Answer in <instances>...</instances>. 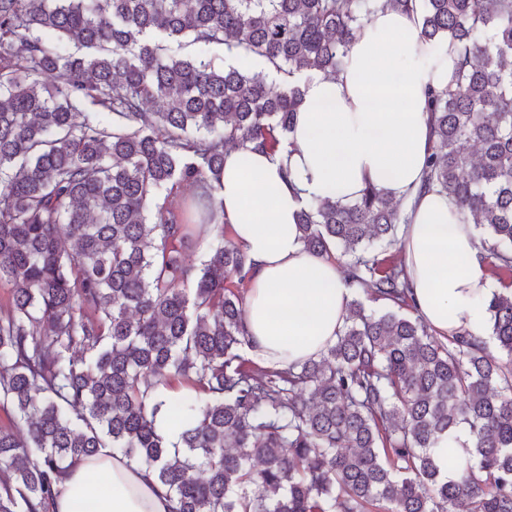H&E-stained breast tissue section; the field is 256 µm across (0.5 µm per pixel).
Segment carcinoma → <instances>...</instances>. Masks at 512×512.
Segmentation results:
<instances>
[{
    "mask_svg": "<svg viewBox=\"0 0 512 512\" xmlns=\"http://www.w3.org/2000/svg\"><path fill=\"white\" fill-rule=\"evenodd\" d=\"M416 5L420 40L456 52L427 93L422 190L512 275V0H0V512H46L105 448L170 512H512V281L484 302L506 363L471 331L435 337L410 315L408 217L386 192L297 215L352 288L336 340L282 368L245 357L253 266L224 239V152L283 150L301 83L336 76L377 9ZM195 238L200 267L180 259ZM461 427L443 480L434 445Z\"/></svg>",
    "mask_w": 512,
    "mask_h": 512,
    "instance_id": "carcinoma-1",
    "label": "carcinoma"
}]
</instances>
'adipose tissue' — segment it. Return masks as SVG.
I'll return each instance as SVG.
<instances>
[{"mask_svg":"<svg viewBox=\"0 0 512 512\" xmlns=\"http://www.w3.org/2000/svg\"><path fill=\"white\" fill-rule=\"evenodd\" d=\"M420 12L384 9L357 32L336 77L314 76L295 116L292 145L277 155L224 158L223 221L254 265L245 322L254 359L284 367L317 357L342 325L351 290L331 258L304 248V201L356 200L369 184L403 204L400 251L419 316L440 338L483 333L490 293L481 242L446 195L420 193L430 152L428 87L446 86L456 53L420 41ZM51 512H168L163 488L118 455L76 466Z\"/></svg>","mask_w":512,"mask_h":512,"instance_id":"obj_1","label":"adipose tissue"}]
</instances>
